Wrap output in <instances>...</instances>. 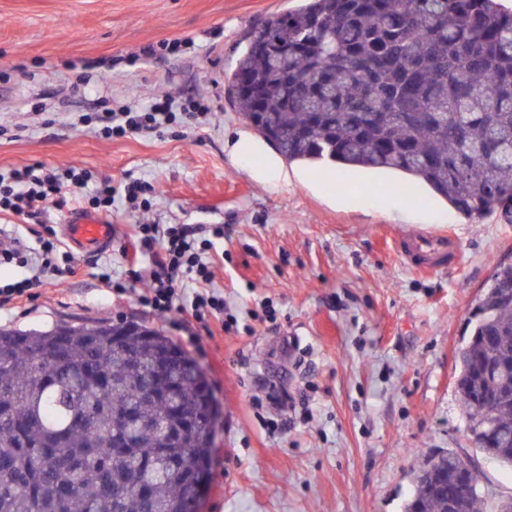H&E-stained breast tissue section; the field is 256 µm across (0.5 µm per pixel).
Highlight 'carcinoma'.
<instances>
[{
    "instance_id": "obj_1",
    "label": "carcinoma",
    "mask_w": 512,
    "mask_h": 512,
    "mask_svg": "<svg viewBox=\"0 0 512 512\" xmlns=\"http://www.w3.org/2000/svg\"><path fill=\"white\" fill-rule=\"evenodd\" d=\"M236 112L290 163L390 171L473 219L512 212V10L500 0H304L268 18L227 77ZM512 264L473 308L457 393L480 451L512 469ZM55 348L63 361L47 358ZM154 328L0 326V512H195L212 445L196 362L174 363L192 433L169 404ZM498 398L492 412L481 399ZM134 435L135 446L112 440ZM404 512H478L468 457L448 450ZM476 488L457 500L459 481Z\"/></svg>"
}]
</instances>
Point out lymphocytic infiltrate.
<instances>
[{"label":"lymphocytic infiltrate","mask_w":512,"mask_h":512,"mask_svg":"<svg viewBox=\"0 0 512 512\" xmlns=\"http://www.w3.org/2000/svg\"><path fill=\"white\" fill-rule=\"evenodd\" d=\"M176 106L175 96L165 94L138 110L130 105L109 109L99 118L101 131L108 137L151 133L176 121ZM68 182L93 206L106 210L111 209L116 193H123L126 201L134 204L147 189L146 183L138 180L120 190L107 180L93 185L85 172L72 167L60 176L28 166L11 172L9 177H0V211L19 213L27 208H44L62 196ZM133 231L141 244L153 251L146 275L148 286L138 295L141 305L163 314L178 304L201 325H208L214 317L221 319L226 330L238 329L237 317L226 312L223 291L213 285L212 254L217 239L224 236L223 225H211L206 238L201 237L199 227L189 224H137ZM2 265L20 268L23 274L15 281L0 284V308L29 295L46 274L60 271L59 247L55 241L41 238L30 250H0Z\"/></svg>","instance_id":"1"}]
</instances>
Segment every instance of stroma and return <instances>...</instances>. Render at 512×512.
<instances>
[{"instance_id": "1", "label": "stroma", "mask_w": 512, "mask_h": 512, "mask_svg": "<svg viewBox=\"0 0 512 512\" xmlns=\"http://www.w3.org/2000/svg\"><path fill=\"white\" fill-rule=\"evenodd\" d=\"M298 0H0V173L39 164L92 180L151 183L147 210L118 201L107 253L74 255L0 326L49 329L81 318L160 330L200 365L217 408L212 480L202 512H403L414 473L437 448L470 455L483 484L512 496L506 467L475 448L456 393L470 311L498 263H512V222L478 220L436 197L397 191V175L310 171L272 188L232 162L225 140L245 122L224 75L266 18ZM154 47L143 58L144 47ZM171 92L207 118L149 135L107 138L78 123L93 104H148ZM332 181L333 190L322 187ZM0 213V230L34 245L65 216ZM220 224L215 286L252 333L184 324L137 300L149 254L133 225ZM445 228L455 248L427 272L404 260L401 235ZM110 263L124 291L98 277ZM286 387L296 410L273 404Z\"/></svg>"}]
</instances>
